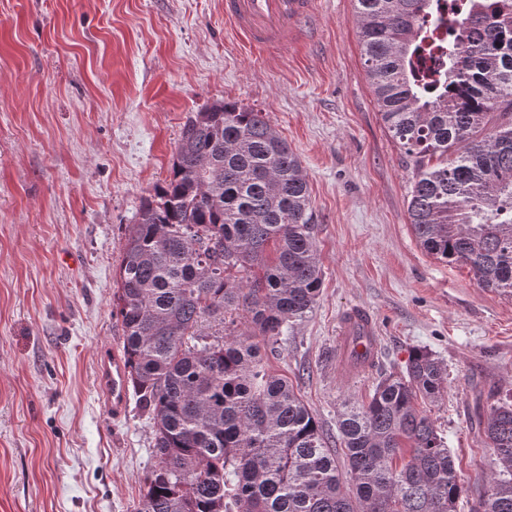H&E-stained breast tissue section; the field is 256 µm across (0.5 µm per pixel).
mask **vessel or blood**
<instances>
[{"instance_id": "obj_1", "label": "vessel or blood", "mask_w": 512, "mask_h": 512, "mask_svg": "<svg viewBox=\"0 0 512 512\" xmlns=\"http://www.w3.org/2000/svg\"><path fill=\"white\" fill-rule=\"evenodd\" d=\"M317 10V0H224V16L256 46L274 44L288 49L298 39L305 22ZM339 368L350 374L369 366L378 338L366 310L350 308L341 322ZM97 382L107 409L121 413L128 396L127 371L116 359H98Z\"/></svg>"}]
</instances>
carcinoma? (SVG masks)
I'll use <instances>...</instances> for the list:
<instances>
[{"instance_id":"obj_1","label":"carcinoma","mask_w":512,"mask_h":512,"mask_svg":"<svg viewBox=\"0 0 512 512\" xmlns=\"http://www.w3.org/2000/svg\"><path fill=\"white\" fill-rule=\"evenodd\" d=\"M354 2L381 119L412 169L417 241L512 297V0H456L446 16L440 0ZM316 232L306 171L264 113L220 101L187 120L115 293L128 383L153 421L139 512H456L453 456L415 405L443 395L441 360L414 349L344 405L343 469L266 368L262 351L319 297ZM488 399L475 416L498 470L471 512H512V394Z\"/></svg>"}]
</instances>
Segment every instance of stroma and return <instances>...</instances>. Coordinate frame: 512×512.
Masks as SVG:
<instances>
[{"mask_svg":"<svg viewBox=\"0 0 512 512\" xmlns=\"http://www.w3.org/2000/svg\"><path fill=\"white\" fill-rule=\"evenodd\" d=\"M264 112L309 181L321 294L267 363L329 437L344 403L420 348L444 362L417 399L451 450L471 512L496 457L471 422L512 393V298L437 260L408 218L411 169L385 129L354 0H321L288 50L254 47L224 0H0V512H138L153 428L129 396L111 416L95 367L121 351L112 316L140 202L170 175L188 118L217 101ZM358 305L375 367L336 372L338 320Z\"/></svg>","mask_w":512,"mask_h":512,"instance_id":"stroma-1","label":"stroma"}]
</instances>
